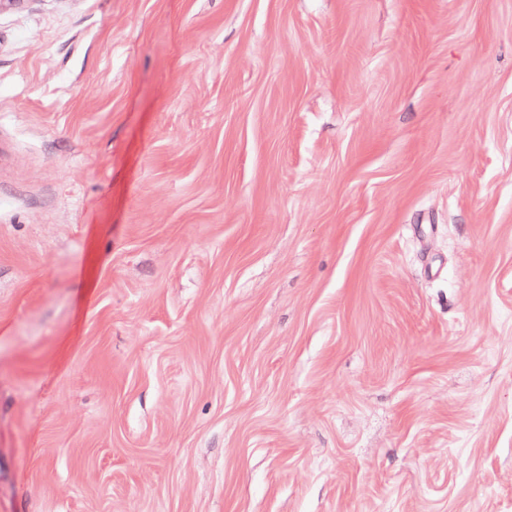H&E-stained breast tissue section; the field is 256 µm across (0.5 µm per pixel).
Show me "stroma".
I'll list each match as a JSON object with an SVG mask.
<instances>
[{
  "label": "stroma",
  "instance_id": "35a3bbf8",
  "mask_svg": "<svg viewBox=\"0 0 512 512\" xmlns=\"http://www.w3.org/2000/svg\"><path fill=\"white\" fill-rule=\"evenodd\" d=\"M0 512H512V0L0 12Z\"/></svg>",
  "mask_w": 512,
  "mask_h": 512
}]
</instances>
